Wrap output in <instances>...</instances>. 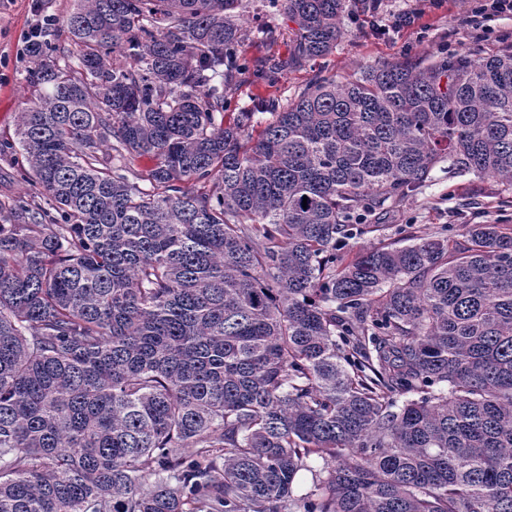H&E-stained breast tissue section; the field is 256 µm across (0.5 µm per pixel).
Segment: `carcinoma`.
<instances>
[{"label": "carcinoma", "mask_w": 512, "mask_h": 512, "mask_svg": "<svg viewBox=\"0 0 512 512\" xmlns=\"http://www.w3.org/2000/svg\"><path fill=\"white\" fill-rule=\"evenodd\" d=\"M345 9L76 0L75 50L28 46L0 140L36 189L0 200V512H512V227L336 255L438 167L512 188V48L227 111L336 48ZM279 16L291 52L249 63Z\"/></svg>", "instance_id": "cac0c4a2"}]
</instances>
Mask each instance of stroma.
<instances>
[{
  "instance_id": "35a3bbf8",
  "label": "stroma",
  "mask_w": 512,
  "mask_h": 512,
  "mask_svg": "<svg viewBox=\"0 0 512 512\" xmlns=\"http://www.w3.org/2000/svg\"><path fill=\"white\" fill-rule=\"evenodd\" d=\"M481 0H347L343 35L327 56L291 70L274 85L243 83L233 87L231 104L257 96L294 98L318 75L343 80L354 70L405 57L417 60L443 51L484 56L512 44V14L483 17ZM73 0H0V136L12 135L30 95L33 67L27 52L29 28L42 17L53 20L46 38L67 43L61 24ZM498 222L512 225V189L472 173L435 170L431 183L386 218L382 231L350 240L345 256L400 234L422 236L445 224Z\"/></svg>"
}]
</instances>
